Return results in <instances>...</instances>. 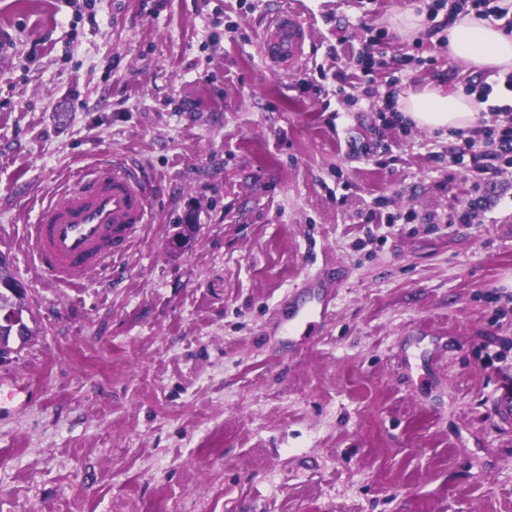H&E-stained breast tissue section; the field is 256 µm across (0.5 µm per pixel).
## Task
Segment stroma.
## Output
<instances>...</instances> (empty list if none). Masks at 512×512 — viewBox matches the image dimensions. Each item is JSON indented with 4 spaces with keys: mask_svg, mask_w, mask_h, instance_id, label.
<instances>
[{
    "mask_svg": "<svg viewBox=\"0 0 512 512\" xmlns=\"http://www.w3.org/2000/svg\"><path fill=\"white\" fill-rule=\"evenodd\" d=\"M277 2L0 0V252L35 331L0 366L35 382L0 403V512H512V180L427 223L472 192L447 135L383 125L387 70L355 105L334 80L372 30L400 89L490 84L493 121L502 76L399 36L426 0H292L311 49L279 73ZM115 160L154 182L118 279L42 276L40 207ZM322 273L333 312L289 354L271 319Z\"/></svg>",
    "mask_w": 512,
    "mask_h": 512,
    "instance_id": "obj_1",
    "label": "stroma"
}]
</instances>
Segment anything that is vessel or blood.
I'll list each match as a JSON object with an SVG mask.
<instances>
[{
    "label": "vessel or blood",
    "mask_w": 512,
    "mask_h": 512,
    "mask_svg": "<svg viewBox=\"0 0 512 512\" xmlns=\"http://www.w3.org/2000/svg\"><path fill=\"white\" fill-rule=\"evenodd\" d=\"M309 24L298 10L272 13L261 35V51L273 68L296 71L307 59ZM151 188L137 169L104 164L79 174L42 205L32 226L31 246L41 272L72 288L93 272L111 268L129 250L146 222ZM332 290L323 280L291 300L277 315L296 347L330 314Z\"/></svg>",
    "instance_id": "b4317fda"
}]
</instances>
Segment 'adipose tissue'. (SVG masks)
I'll return each instance as SVG.
<instances>
[{"label": "adipose tissue", "instance_id": "adipose-tissue-1", "mask_svg": "<svg viewBox=\"0 0 512 512\" xmlns=\"http://www.w3.org/2000/svg\"><path fill=\"white\" fill-rule=\"evenodd\" d=\"M448 51L475 69L512 72V34L471 14L459 15L449 26ZM398 105L406 119L430 130L465 129L481 118L480 105L474 99L440 87L405 91Z\"/></svg>", "mask_w": 512, "mask_h": 512}]
</instances>
